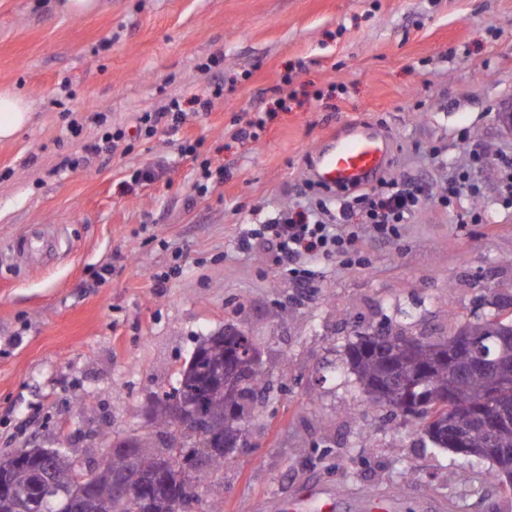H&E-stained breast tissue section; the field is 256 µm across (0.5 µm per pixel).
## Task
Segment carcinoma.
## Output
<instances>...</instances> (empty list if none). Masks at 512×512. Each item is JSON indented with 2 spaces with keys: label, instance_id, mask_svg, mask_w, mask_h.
<instances>
[{
  "label": "carcinoma",
  "instance_id": "obj_1",
  "mask_svg": "<svg viewBox=\"0 0 512 512\" xmlns=\"http://www.w3.org/2000/svg\"><path fill=\"white\" fill-rule=\"evenodd\" d=\"M458 335L476 337L474 346L451 352L450 336L431 340L381 327L357 335V341L348 348L347 361L371 406L394 411L395 393L403 394L411 403L422 405L415 412L417 430L433 445L458 455L467 448L479 449L482 457L496 463L492 478L501 480L506 475L512 483V377L504 378L491 366L496 361L512 371V312L468 321ZM252 349H256L253 339L242 332L199 342L180 370L177 386L163 398L181 397L192 406L206 407L210 383L222 374L224 407L232 408L238 431L245 432V403L255 401L265 386L263 362L250 357ZM490 417L499 420L491 437L483 429ZM154 420L157 436L173 433L174 423L164 408H158ZM221 427V418L214 415L208 434L193 435L178 446L140 455L139 470L146 475L155 472L158 460L166 454L178 464L193 459L205 462L188 486L177 482L174 469L156 482V512H170L166 502L176 490L183 499L203 505L209 478L224 469V456L211 451L210 441V435L218 434ZM130 451L126 438L109 444L112 477L124 475ZM71 463L64 450L51 463L36 455L0 463V486L14 491V495L0 499V512H30L29 498L47 472L58 473ZM109 508L112 512H135L132 502L114 499L106 479L78 502V512H107Z\"/></svg>",
  "mask_w": 512,
  "mask_h": 512
}]
</instances>
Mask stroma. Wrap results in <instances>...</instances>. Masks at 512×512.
Returning <instances> with one entry per match:
<instances>
[{
	"label": "stroma",
	"instance_id": "35a3bbf8",
	"mask_svg": "<svg viewBox=\"0 0 512 512\" xmlns=\"http://www.w3.org/2000/svg\"><path fill=\"white\" fill-rule=\"evenodd\" d=\"M55 4L0 0V89L32 104L29 126L0 143V456L102 455L148 432L154 397L198 341L233 326L267 376L246 446L207 487L221 512L315 498L333 512H369L373 498L389 512H512L491 461L434 447L411 417L367 404L346 363L367 328L439 339L512 299V130L497 119L512 111V0H99L81 17ZM213 59L224 97L202 112ZM286 75L289 111L236 139ZM173 97L177 132L66 167L101 124L132 127ZM353 124L386 138L387 179L422 180L427 197L392 242L306 260L302 288L237 239L275 212L342 200L311 186V154ZM188 138L224 173L203 194L180 154ZM143 168L154 179L133 182ZM460 172L476 194L442 205Z\"/></svg>",
	"mask_w": 512,
	"mask_h": 512
}]
</instances>
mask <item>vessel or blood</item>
Returning a JSON list of instances; mask_svg holds the SVG:
<instances>
[{"instance_id": "obj_1", "label": "vessel or blood", "mask_w": 512, "mask_h": 512, "mask_svg": "<svg viewBox=\"0 0 512 512\" xmlns=\"http://www.w3.org/2000/svg\"><path fill=\"white\" fill-rule=\"evenodd\" d=\"M386 139L374 128L355 126L343 136H330L316 152L313 179L326 187H359L388 168Z\"/></svg>"}]
</instances>
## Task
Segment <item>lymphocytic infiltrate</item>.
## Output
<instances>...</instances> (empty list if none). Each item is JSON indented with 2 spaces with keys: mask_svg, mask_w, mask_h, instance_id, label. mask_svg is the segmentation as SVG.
I'll return each mask as SVG.
<instances>
[{
  "mask_svg": "<svg viewBox=\"0 0 512 512\" xmlns=\"http://www.w3.org/2000/svg\"><path fill=\"white\" fill-rule=\"evenodd\" d=\"M420 202L419 188L388 192L363 193L343 200L339 205V223L330 224L318 213L282 212L256 228L242 230L238 237L240 250L263 244L275 264L284 266L299 281H306L308 272L301 264L304 257L344 254L353 245L357 234L347 230L346 220L354 211H361L365 224L374 237L389 240L396 236L399 224L405 223Z\"/></svg>",
  "mask_w": 512,
  "mask_h": 512,
  "instance_id": "f902f5d3",
  "label": "lymphocytic infiltrate"
}]
</instances>
